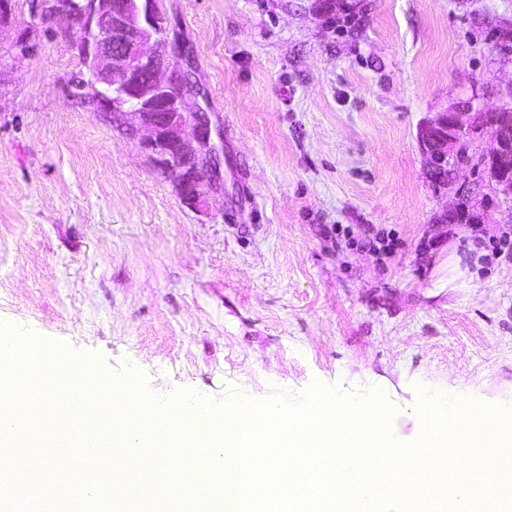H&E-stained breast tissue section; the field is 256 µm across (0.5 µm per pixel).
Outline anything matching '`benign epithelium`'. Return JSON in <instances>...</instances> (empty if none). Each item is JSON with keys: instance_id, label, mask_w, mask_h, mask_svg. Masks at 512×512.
I'll return each mask as SVG.
<instances>
[{"instance_id": "benign-epithelium-1", "label": "benign epithelium", "mask_w": 512, "mask_h": 512, "mask_svg": "<svg viewBox=\"0 0 512 512\" xmlns=\"http://www.w3.org/2000/svg\"><path fill=\"white\" fill-rule=\"evenodd\" d=\"M30 16L67 34L95 115L137 138L184 205L199 210L224 193V131L212 123L195 61L164 0H30ZM490 112L503 128L484 123ZM486 138L491 147L482 150ZM417 139L434 191L453 192L447 212L463 223H482L488 202L460 173L512 198V85L493 110L474 91L432 113L420 122Z\"/></svg>"}]
</instances>
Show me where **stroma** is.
Wrapping results in <instances>:
<instances>
[{"instance_id": "35a3bbf8", "label": "stroma", "mask_w": 512, "mask_h": 512, "mask_svg": "<svg viewBox=\"0 0 512 512\" xmlns=\"http://www.w3.org/2000/svg\"><path fill=\"white\" fill-rule=\"evenodd\" d=\"M165 0L224 131V193L184 206L137 142L74 97L67 39L14 0L0 30V327L158 401L377 392L412 445L442 394L512 407V205L482 231L438 218L419 123L512 60V0ZM29 46L14 48L17 38Z\"/></svg>"}]
</instances>
